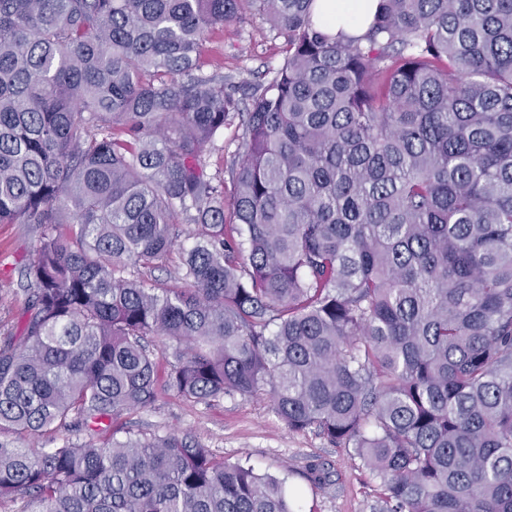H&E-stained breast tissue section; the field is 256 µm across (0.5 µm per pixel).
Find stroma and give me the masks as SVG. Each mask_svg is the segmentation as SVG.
Wrapping results in <instances>:
<instances>
[{
    "mask_svg": "<svg viewBox=\"0 0 512 512\" xmlns=\"http://www.w3.org/2000/svg\"><path fill=\"white\" fill-rule=\"evenodd\" d=\"M205 50L234 81L256 84L268 69L282 64L285 41L270 31L263 13L246 4L235 22L207 36ZM37 239L29 225L0 224V338L20 331L26 296L19 288V269ZM116 425L134 432L174 431L226 462L286 480L303 512H375L378 504L381 481L357 457L316 430H290L264 396L235 394L217 402H187L166 391L151 407L122 414ZM314 463L328 472L327 484L309 482L308 467Z\"/></svg>",
    "mask_w": 512,
    "mask_h": 512,
    "instance_id": "stroma-1",
    "label": "stroma"
}]
</instances>
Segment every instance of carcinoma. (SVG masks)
Here are the masks:
<instances>
[{
	"instance_id": "1",
	"label": "carcinoma",
	"mask_w": 512,
	"mask_h": 512,
	"mask_svg": "<svg viewBox=\"0 0 512 512\" xmlns=\"http://www.w3.org/2000/svg\"><path fill=\"white\" fill-rule=\"evenodd\" d=\"M245 2L287 57L243 105L203 42ZM314 3L0 0V224L41 229L0 436L63 432L0 440V499L300 512L186 435L83 439L171 390L269 396L378 512H512V0H379L358 37ZM234 119L227 210L204 151ZM175 249V284L127 274Z\"/></svg>"
}]
</instances>
